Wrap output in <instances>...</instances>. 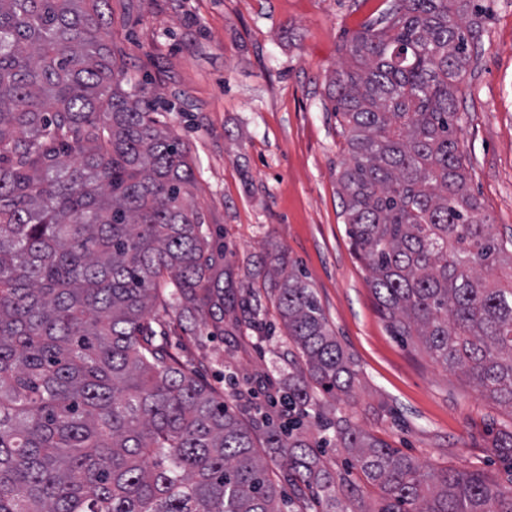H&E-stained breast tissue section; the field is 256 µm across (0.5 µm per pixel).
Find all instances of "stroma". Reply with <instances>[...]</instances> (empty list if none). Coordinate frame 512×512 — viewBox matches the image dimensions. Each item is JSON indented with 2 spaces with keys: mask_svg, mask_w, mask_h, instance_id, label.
Wrapping results in <instances>:
<instances>
[{
  "mask_svg": "<svg viewBox=\"0 0 512 512\" xmlns=\"http://www.w3.org/2000/svg\"><path fill=\"white\" fill-rule=\"evenodd\" d=\"M392 0H111L114 46L131 74L166 107L186 142L196 187L188 205L221 231L236 287L277 318L256 264L285 254L315 289L357 375L344 413L352 424L418 463L468 469L502 486L512 466L493 444L512 415L475 387L391 336L354 257L337 177L348 158L344 121L332 110L331 76L346 39ZM481 40L459 83L460 152L467 190L500 237L512 234V0H479ZM158 339L183 344L184 361L248 419L271 413L288 386L284 329L240 322L223 337L175 313L158 314ZM242 389L244 397L234 396ZM333 474L348 472L370 512L377 485L336 448L319 449Z\"/></svg>",
  "mask_w": 512,
  "mask_h": 512,
  "instance_id": "obj_1",
  "label": "stroma"
}]
</instances>
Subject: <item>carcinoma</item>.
Segmentation results:
<instances>
[{
    "label": "carcinoma",
    "instance_id": "1",
    "mask_svg": "<svg viewBox=\"0 0 512 512\" xmlns=\"http://www.w3.org/2000/svg\"><path fill=\"white\" fill-rule=\"evenodd\" d=\"M475 0H393L345 44L332 111L348 237L392 335L512 414V237L466 190L456 93L482 33ZM110 0H0V512H283L257 436L157 342L151 313L240 308L224 246L189 208L190 147L129 87ZM271 281L292 351L264 447L302 493L356 497L304 431L317 394L350 396L355 362L281 255ZM382 491L375 512H512V488L436 471L329 422Z\"/></svg>",
    "mask_w": 512,
    "mask_h": 512
}]
</instances>
